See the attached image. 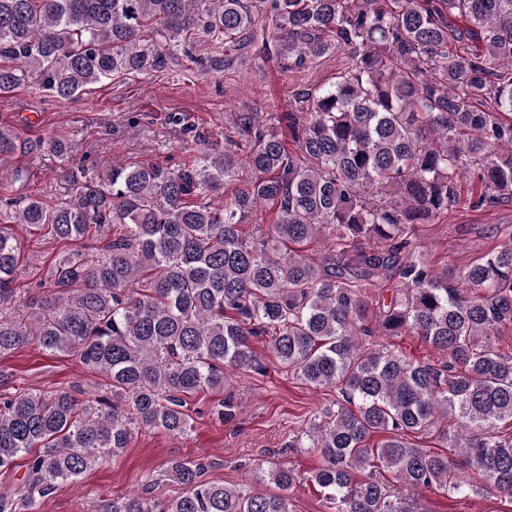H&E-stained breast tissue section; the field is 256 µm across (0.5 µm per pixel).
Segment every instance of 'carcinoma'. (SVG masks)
I'll return each mask as SVG.
<instances>
[{"label": "carcinoma", "mask_w": 512, "mask_h": 512, "mask_svg": "<svg viewBox=\"0 0 512 512\" xmlns=\"http://www.w3.org/2000/svg\"><path fill=\"white\" fill-rule=\"evenodd\" d=\"M198 34L224 55L193 56ZM258 39L286 65L350 58L335 84L298 92L296 111L276 117L288 136L247 114L229 145L183 141L194 155L177 168L103 165L52 205L0 196V356L35 343L108 379L84 398L0 394V473L26 459L0 512H37L139 428L188 434L186 398L264 371L253 347L264 336L297 379L337 391L290 444L322 464L305 477L258 468L256 482L277 489L266 493L211 483L206 462L175 458L165 476L179 497L145 488L96 512H290L303 479L327 512H422L424 490L512 502V435L499 431L512 421V355L496 347L512 323V231L464 266L436 268L416 242L418 225L456 205L462 177L476 208L512 200V0H0V100L34 73L40 91L69 100L163 72L180 49L222 71ZM38 146L73 151L52 136ZM17 147L1 129L0 155ZM267 205L274 219H254ZM11 224L93 245L59 256L36 294L17 287ZM315 241L317 263L304 255ZM406 334L442 360L389 343ZM237 408L226 392L214 414L229 422Z\"/></svg>", "instance_id": "1"}]
</instances>
